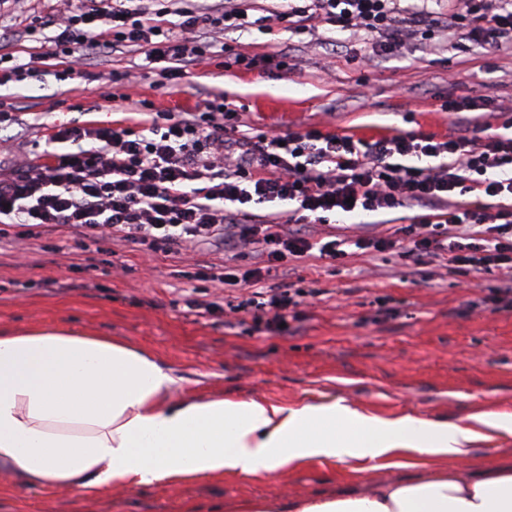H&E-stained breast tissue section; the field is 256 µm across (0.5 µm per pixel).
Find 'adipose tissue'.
I'll list each match as a JSON object with an SVG mask.
<instances>
[{"instance_id": "1", "label": "adipose tissue", "mask_w": 512, "mask_h": 512, "mask_svg": "<svg viewBox=\"0 0 512 512\" xmlns=\"http://www.w3.org/2000/svg\"><path fill=\"white\" fill-rule=\"evenodd\" d=\"M153 351L70 327L0 332V472L28 489L125 490L233 473L256 477L316 458L462 459L464 423L364 414L334 400L286 408L263 399L183 397ZM294 512H512V470H463L377 485Z\"/></svg>"}]
</instances>
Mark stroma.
I'll use <instances>...</instances> for the list:
<instances>
[{
  "label": "stroma",
  "mask_w": 512,
  "mask_h": 512,
  "mask_svg": "<svg viewBox=\"0 0 512 512\" xmlns=\"http://www.w3.org/2000/svg\"><path fill=\"white\" fill-rule=\"evenodd\" d=\"M57 0H8L0 9V51L17 62L40 53L41 35L17 38L32 11L58 9ZM225 42L256 59L257 68L214 62L159 89L142 70L143 54L127 48L93 55L89 72L116 74L104 89L46 59L45 75L0 86V102L18 123L0 141L19 149L0 164L37 162L54 127L92 119L101 124L156 109L183 112L224 94L240 124L269 135L316 128L371 137L396 131L446 135L469 126L497 132L498 104L512 102V49L474 45L437 31L411 41L370 68L358 67L361 37L316 25L307 34L259 30L229 33ZM483 96L490 108L445 112L444 101ZM417 208L367 213L360 222L330 216L310 225L315 236L388 235L410 224ZM228 257L187 247L164 255L121 238L102 241L67 230L6 227L0 235V330L69 325L124 338L148 348L179 376L182 392L202 397L267 398L288 407L344 399L361 411L465 423L486 411L512 415V306L487 296L498 272L462 276L438 265L413 278L399 253H354L331 266L317 257L291 273L271 270L264 283L290 281L310 292L288 333L258 331L251 316L201 318L187 302L224 303L249 297L246 288L219 289ZM465 461L414 459L411 466L361 473L333 459L253 479L228 475L97 494L16 488L0 496V512H236L244 501L279 507L319 496L366 493L380 483L420 481L437 469L480 474L512 468V432L476 424Z\"/></svg>",
  "instance_id": "35a3bbf8"
}]
</instances>
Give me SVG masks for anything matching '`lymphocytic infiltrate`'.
I'll return each instance as SVG.
<instances>
[{
    "label": "lymphocytic infiltrate",
    "instance_id": "obj_1",
    "mask_svg": "<svg viewBox=\"0 0 512 512\" xmlns=\"http://www.w3.org/2000/svg\"><path fill=\"white\" fill-rule=\"evenodd\" d=\"M363 36V61L391 55L423 32L455 28L459 39L512 47V0H448L446 11L402 0H310L288 5L275 21L302 33L312 21ZM246 10L231 0L217 8L155 9L144 0H81L79 6L32 16L27 34L48 31L50 54L70 70L90 53L139 47L147 65L174 80L223 58L247 59L233 46L214 47L209 32L246 31ZM503 133L443 138L413 132L373 139L318 129L284 136L239 131L237 112L218 99L188 112H135L112 126L92 121L57 130L35 165L0 170V224L64 227L83 236H116L155 252L206 245L230 253L222 285L250 286V297L225 314L252 316L277 334L305 293L259 290L271 268L316 254L339 262L353 250H400L416 266L437 261L463 274L498 271L512 282V103ZM429 166L404 165V157ZM471 196L452 208L454 195ZM294 202L308 219L419 207L415 223L392 234L318 238L271 220L244 223L245 209ZM257 252L259 265L239 259Z\"/></svg>",
    "mask_w": 512,
    "mask_h": 512
}]
</instances>
